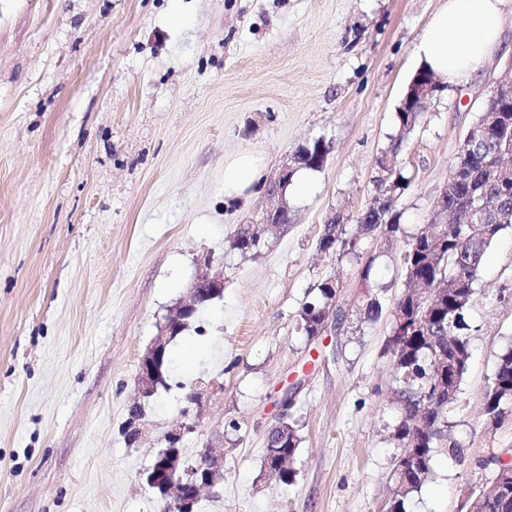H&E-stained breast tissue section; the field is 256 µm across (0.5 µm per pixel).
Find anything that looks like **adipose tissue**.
Here are the masks:
<instances>
[{
	"instance_id": "obj_1",
	"label": "adipose tissue",
	"mask_w": 512,
	"mask_h": 512,
	"mask_svg": "<svg viewBox=\"0 0 512 512\" xmlns=\"http://www.w3.org/2000/svg\"><path fill=\"white\" fill-rule=\"evenodd\" d=\"M508 0H446L430 20L416 53L448 84L467 83L500 35ZM264 166L255 153L242 151L224 160V205L236 206L256 191Z\"/></svg>"
}]
</instances>
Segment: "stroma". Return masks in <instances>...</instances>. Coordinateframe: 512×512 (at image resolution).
<instances>
[{
	"label": "stroma",
	"instance_id": "1",
	"mask_svg": "<svg viewBox=\"0 0 512 512\" xmlns=\"http://www.w3.org/2000/svg\"><path fill=\"white\" fill-rule=\"evenodd\" d=\"M444 0H0V512H164L141 473L202 392L186 463L223 454L194 512H389L393 386L389 318L348 315L314 339L295 330L330 276L346 299L358 265L317 249L336 212L373 194L376 158L421 65L414 49ZM512 58V12L468 84L445 86L402 140L409 178L395 208L429 224L449 164ZM330 153L292 218L257 255L237 233L273 201L224 206V159L245 148L267 179L313 139ZM213 258L224 293L169 345L164 386L138 374L168 311ZM471 316L481 326L452 434L408 512H457L489 476L477 456L512 454V413L484 421L483 396L512 345V229L489 250ZM296 388L297 476L264 466L279 402ZM142 404L148 426L124 434ZM237 430H230L229 422Z\"/></svg>",
	"mask_w": 512,
	"mask_h": 512
}]
</instances>
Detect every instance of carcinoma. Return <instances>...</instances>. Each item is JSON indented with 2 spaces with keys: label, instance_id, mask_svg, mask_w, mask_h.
I'll return each mask as SVG.
<instances>
[{
  "label": "carcinoma",
  "instance_id": "obj_1",
  "mask_svg": "<svg viewBox=\"0 0 512 512\" xmlns=\"http://www.w3.org/2000/svg\"><path fill=\"white\" fill-rule=\"evenodd\" d=\"M509 104L487 99L485 111L470 128L450 164L448 190L440 195L435 210L453 213L448 223L432 222L410 236L399 253L404 275V291L388 300L375 287L371 270L376 255L369 256L359 271L363 295L358 299L359 321L376 322L384 314L392 317L391 333L385 352L390 356L392 403L397 418L392 438L396 453L392 457L394 489L389 512H407L411 496L419 491L433 473L435 458L441 454L462 463L467 449L451 437L452 419L458 410L461 387L468 373L472 355L471 331L467 316L477 288L479 270L488 249L506 230L512 228V172L497 173L501 159L512 154V112ZM501 111L499 124L490 122L486 109ZM418 112H398L400 134L414 129ZM323 140L295 152L299 167L319 170L314 154ZM400 139L376 160L374 194L386 198L381 208L368 204L350 218L334 214L336 222L326 224L318 239L324 254L349 255L359 259L368 244L389 248L404 237L400 214L393 201L408 181L398 164ZM354 221L357 229L346 236L345 225ZM268 226L245 229L234 239L233 247L241 254H257L265 246ZM342 287L326 278L315 294L302 305L296 330L307 339L318 334V327L336 308ZM442 349L447 362L445 371L434 367L430 351ZM512 406V347L500 355L490 386L485 393L483 415L487 424H498L505 409ZM301 438L298 422L288 419L271 435L265 452V467L276 466V475L286 485L297 475L296 455ZM481 466L491 469V477L479 486L482 512H512V461H504L494 448L483 449Z\"/></svg>",
  "mask_w": 512,
  "mask_h": 512
}]
</instances>
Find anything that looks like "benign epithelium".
Listing matches in <instances>:
<instances>
[{
	"mask_svg": "<svg viewBox=\"0 0 512 512\" xmlns=\"http://www.w3.org/2000/svg\"><path fill=\"white\" fill-rule=\"evenodd\" d=\"M508 79L494 81L490 97L512 102V64L506 67ZM441 86L435 74L417 71L408 87L403 102V111L422 112L426 104L434 97ZM293 173L290 165L285 164L278 178L269 182L267 192L271 197L282 195V190ZM199 272L189 293L172 308L159 327V332L147 352L141 359L139 381L142 394L149 395L163 377L158 364L160 353L165 346L186 325L198 309L200 295L209 293L219 298L224 293V276L211 273L212 259L206 255L197 261ZM190 426L180 424L169 431L165 437L167 446L162 449V458L146 471V484L166 497L168 512H193L202 489L214 485V475L223 467V458L209 450L201 454V463L195 467H180L181 442Z\"/></svg>",
	"mask_w": 512,
	"mask_h": 512,
	"instance_id": "obj_1",
	"label": "benign epithelium"
}]
</instances>
